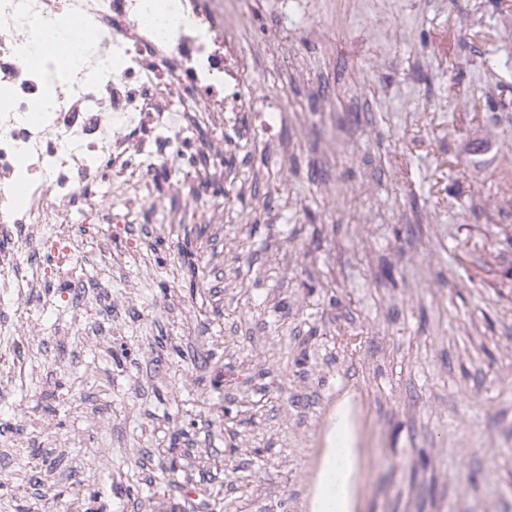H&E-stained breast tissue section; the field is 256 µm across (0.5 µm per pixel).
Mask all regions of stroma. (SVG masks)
Segmentation results:
<instances>
[{"mask_svg":"<svg viewBox=\"0 0 512 512\" xmlns=\"http://www.w3.org/2000/svg\"><path fill=\"white\" fill-rule=\"evenodd\" d=\"M241 8L250 107L186 119L176 161L223 138V183L151 181L161 209L108 227L152 270L120 334L57 335L51 288L0 299L47 327L0 399V512H310L348 394L355 512H512V0Z\"/></svg>","mask_w":512,"mask_h":512,"instance_id":"35a3bbf8","label":"stroma"}]
</instances>
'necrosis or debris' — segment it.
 I'll use <instances>...</instances> for the list:
<instances>
[{
    "label": "necrosis or debris",
    "instance_id": "necrosis-or-debris-1",
    "mask_svg": "<svg viewBox=\"0 0 512 512\" xmlns=\"http://www.w3.org/2000/svg\"><path fill=\"white\" fill-rule=\"evenodd\" d=\"M225 0H0V292L55 288L65 333L111 339L117 287L132 288L106 224L154 206L149 181L209 186L172 160L181 123L236 111L246 75ZM81 41L67 63L63 50ZM94 303L103 319L85 328Z\"/></svg>",
    "mask_w": 512,
    "mask_h": 512
}]
</instances>
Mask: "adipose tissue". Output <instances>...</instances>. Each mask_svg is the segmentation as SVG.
I'll list each match as a JSON object with an SVG mask.
<instances>
[{
  "label": "adipose tissue",
  "mask_w": 512,
  "mask_h": 512,
  "mask_svg": "<svg viewBox=\"0 0 512 512\" xmlns=\"http://www.w3.org/2000/svg\"><path fill=\"white\" fill-rule=\"evenodd\" d=\"M362 456L351 422V404L345 400L338 405L329 428L315 476L312 512H354Z\"/></svg>",
  "instance_id": "1"
}]
</instances>
